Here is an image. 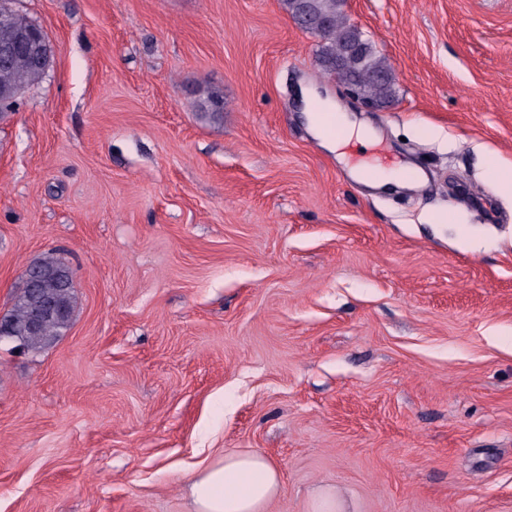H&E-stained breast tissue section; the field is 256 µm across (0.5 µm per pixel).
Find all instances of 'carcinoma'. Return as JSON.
Wrapping results in <instances>:
<instances>
[{
    "mask_svg": "<svg viewBox=\"0 0 512 512\" xmlns=\"http://www.w3.org/2000/svg\"><path fill=\"white\" fill-rule=\"evenodd\" d=\"M289 16L300 27L322 39L318 60L328 74L352 83L367 102L379 107L390 105L395 98L396 77L385 57L377 54L373 44L351 25L344 12L345 0H282ZM42 73L30 61L18 55L3 64L0 62V87L39 82ZM199 111L212 121H219L224 112V98L217 91L198 96ZM52 298L59 310L42 326L41 333L29 332L33 301ZM74 288L62 279H51L34 285L22 278L12 306L4 314L13 335L19 337L30 352H38L51 344L67 328L74 311Z\"/></svg>",
    "mask_w": 512,
    "mask_h": 512,
    "instance_id": "carcinoma-1",
    "label": "carcinoma"
}]
</instances>
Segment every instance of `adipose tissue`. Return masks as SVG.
I'll return each mask as SVG.
<instances>
[{
	"mask_svg": "<svg viewBox=\"0 0 512 512\" xmlns=\"http://www.w3.org/2000/svg\"><path fill=\"white\" fill-rule=\"evenodd\" d=\"M282 489L278 468L256 450L223 453L199 466L189 483L192 512H264Z\"/></svg>",
	"mask_w": 512,
	"mask_h": 512,
	"instance_id": "adipose-tissue-1",
	"label": "adipose tissue"
}]
</instances>
